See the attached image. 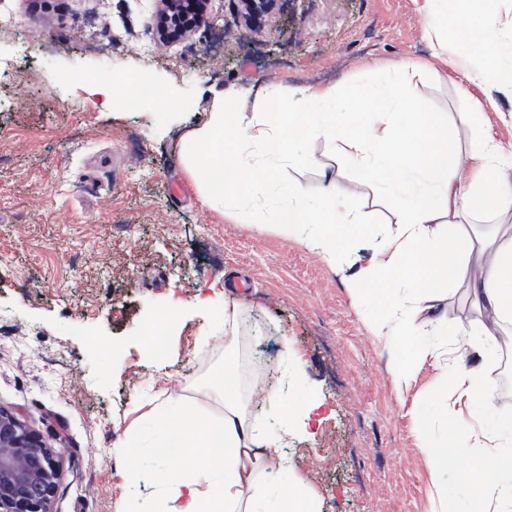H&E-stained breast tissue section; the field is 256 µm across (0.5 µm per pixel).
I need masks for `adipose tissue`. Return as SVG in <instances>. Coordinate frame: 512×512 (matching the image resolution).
Here are the masks:
<instances>
[{
    "instance_id": "adipose-tissue-1",
    "label": "adipose tissue",
    "mask_w": 512,
    "mask_h": 512,
    "mask_svg": "<svg viewBox=\"0 0 512 512\" xmlns=\"http://www.w3.org/2000/svg\"><path fill=\"white\" fill-rule=\"evenodd\" d=\"M414 2L433 60L445 62L443 38L453 35L467 81L512 96V53L499 49V0ZM476 37L489 47L478 67L471 64ZM423 71L421 65L399 62L386 85L366 91L334 85H302L287 95L274 85L212 91L209 119L187 133L182 153L201 201L235 223L275 225L319 251L335 269L343 265L344 242L363 243L364 254L352 260L353 287L389 318L376 339L395 354L391 374L399 386L409 381L418 361L433 356L428 329L440 322L434 297L441 283L464 269V257L449 250L437 226L458 229L472 217L493 226L469 240L471 252L483 258L471 282L482 317L470 347L479 353L494 349L504 326L512 325V174L498 165L502 149L490 140L469 154L468 176L458 178L451 166L456 129L471 124L473 115L461 113L453 123L447 113L422 111L405 90ZM288 117L300 120L303 135L289 134ZM317 138L328 141L360 179L400 199L393 228H373L352 209L333 175H326L316 197L302 184L278 178V171ZM198 309L205 328L224 329V367L212 387L223 412L209 418L180 401L153 410L151 418L161 429L153 466L133 467L134 484L163 489L158 512H315L306 483L287 460L269 464L272 440L247 412L233 344V298L225 297L218 307L206 300ZM454 379L458 399L476 409L478 424L457 420L454 429L464 433V444H425L421 453L436 487L449 454H475V464L461 478L478 489L473 512H488V502L512 496L505 481L512 474V455L504 452L512 444L505 436L512 421L501 429L488 427L497 384L482 368L458 361ZM270 399L282 431L311 427L319 407L311 391L295 398L274 391Z\"/></svg>"
}]
</instances>
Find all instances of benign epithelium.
<instances>
[{
  "label": "benign epithelium",
  "mask_w": 512,
  "mask_h": 512,
  "mask_svg": "<svg viewBox=\"0 0 512 512\" xmlns=\"http://www.w3.org/2000/svg\"><path fill=\"white\" fill-rule=\"evenodd\" d=\"M239 18L258 28L290 0H238ZM208 0H156V34L174 41L183 20ZM59 472L51 449L39 434L0 409V512H49Z\"/></svg>",
  "instance_id": "1"
}]
</instances>
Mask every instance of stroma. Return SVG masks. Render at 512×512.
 <instances>
[{"instance_id":"1","label":"stroma","mask_w":512,"mask_h":512,"mask_svg":"<svg viewBox=\"0 0 512 512\" xmlns=\"http://www.w3.org/2000/svg\"><path fill=\"white\" fill-rule=\"evenodd\" d=\"M237 9L210 0L198 28L161 44L154 0H0L13 21L0 26V409L55 455L50 512H154L130 477L134 459L152 460L147 415L176 400L220 415L210 380L224 365V333L184 319L163 360L140 336L170 299L190 307L226 290L250 323L237 352L259 370L261 389L293 398L306 386L323 403L313 435L271 451L305 480L318 512H468L476 490L460 478L465 459L450 457L447 482L432 487L414 431L420 410L432 421L428 442H446L464 409L445 385L455 333L477 317L468 277L439 290L449 331L431 334L434 356L396 387L371 332L380 311L318 252L204 205L180 158L185 132L208 119V88L375 89L394 64L428 62L414 0H291L259 30ZM143 71L179 109L127 106L131 84L107 104L85 90L90 74L108 86ZM463 83L441 67L409 91L425 111L473 113L453 157L462 178L484 139L512 151V98L488 106ZM73 102L81 111H68ZM328 173L374 228L394 221L391 198L325 139L279 176L316 196ZM481 366L498 383V418L512 419V337L500 336ZM132 436L140 446L130 455L120 446Z\"/></svg>"}]
</instances>
